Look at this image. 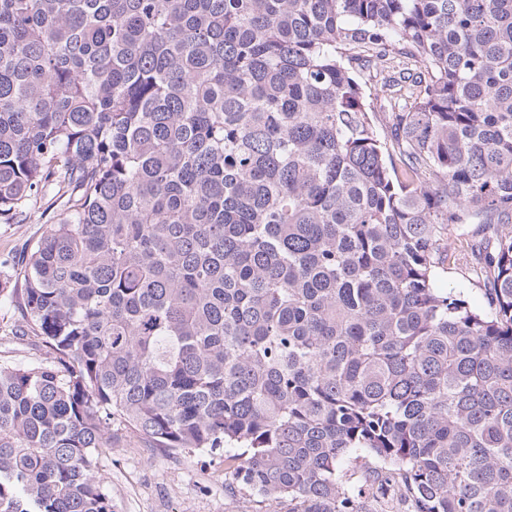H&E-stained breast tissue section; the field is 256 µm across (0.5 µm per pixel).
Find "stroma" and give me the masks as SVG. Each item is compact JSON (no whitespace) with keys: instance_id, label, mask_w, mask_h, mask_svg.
Here are the masks:
<instances>
[{"instance_id":"1","label":"stroma","mask_w":512,"mask_h":512,"mask_svg":"<svg viewBox=\"0 0 512 512\" xmlns=\"http://www.w3.org/2000/svg\"><path fill=\"white\" fill-rule=\"evenodd\" d=\"M49 209L43 221L0 223V278L14 273L28 244L42 232L44 220L55 219ZM470 257L439 270L441 287L464 292L470 304L486 308L482 289L470 279ZM98 468L112 498L114 512H258L252 495L224 473L222 461L195 450L171 455L148 447L136 434L120 432L111 449L98 459Z\"/></svg>"}]
</instances>
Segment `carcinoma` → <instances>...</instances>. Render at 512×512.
Wrapping results in <instances>:
<instances>
[{
  "mask_svg": "<svg viewBox=\"0 0 512 512\" xmlns=\"http://www.w3.org/2000/svg\"><path fill=\"white\" fill-rule=\"evenodd\" d=\"M39 202L0 512H113L115 425L264 512H512V0H0V222ZM469 263L470 256L462 252L455 264L445 265V269H438V282L442 288L464 292L473 307L485 309L487 302L482 289L470 280ZM45 357V349L31 335L10 341L2 340L0 345L1 362L35 363L44 360Z\"/></svg>",
  "mask_w": 512,
  "mask_h": 512,
  "instance_id": "1",
  "label": "carcinoma"
}]
</instances>
